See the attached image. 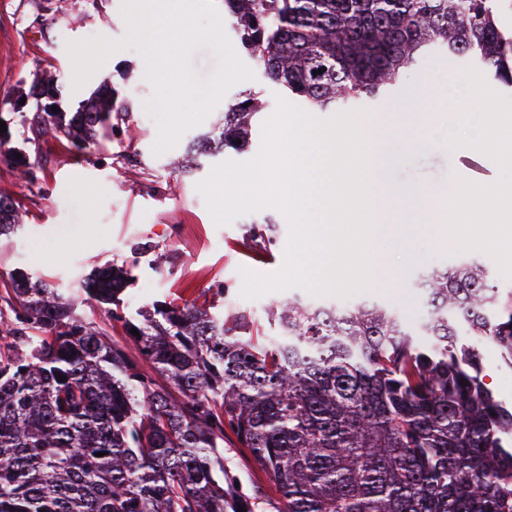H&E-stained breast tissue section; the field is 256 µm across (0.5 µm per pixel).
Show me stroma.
I'll list each match as a JSON object with an SVG mask.
<instances>
[{
	"instance_id": "1",
	"label": "stroma",
	"mask_w": 512,
	"mask_h": 512,
	"mask_svg": "<svg viewBox=\"0 0 512 512\" xmlns=\"http://www.w3.org/2000/svg\"><path fill=\"white\" fill-rule=\"evenodd\" d=\"M122 4L123 0H64L61 11L39 28L32 24L40 11L39 0H0V101L10 100L21 78L31 77L40 65L49 63L62 87L64 111H74L104 76L119 70L128 71L126 93L136 107H143L153 88L145 77L140 52L121 45L128 32ZM93 37L119 43L120 48L78 87L68 46ZM465 68L464 61L436 53L412 66L389 101L368 100L362 107L381 116L392 103L407 101L411 90L426 83L436 95H444V81L451 77L457 89H465L460 77ZM219 116V111H212L174 149L156 156L152 145L157 129L151 120L143 124V138L124 135L119 141L80 150L56 132L35 140L24 137V128L36 118L34 105L1 115L10 125L11 147L37 159L38 164L29 177L0 164V195L12 198L24 213L21 230L8 249L0 251V289L21 269L76 296L82 279L95 266L126 268L133 283L123 294L119 310L92 300L78 306L90 326L123 347L129 343L123 316L155 302L206 307L219 297L224 306L261 323L271 304L297 296L294 288L251 300L240 295V268L270 275L282 267L289 233L282 212L266 207L216 225L196 189L210 174L211 165L186 174L178 170L188 145L210 130ZM427 119L436 130L432 143H394L388 175L397 191L420 186L445 191L453 174L478 185L499 180V165L482 151L444 148L448 114L443 107H436ZM266 216L277 226V243L268 250L246 238L247 225ZM434 235L429 225L406 242L378 231L374 245L377 277L362 292V299L391 304L409 320H416L424 305L415 281L426 268L443 261L429 244ZM159 253L165 254L166 262L158 267L153 258ZM224 466L237 475L245 490L255 494V512H277L278 494L267 474L246 449L235 447L229 439L224 442Z\"/></svg>"
}]
</instances>
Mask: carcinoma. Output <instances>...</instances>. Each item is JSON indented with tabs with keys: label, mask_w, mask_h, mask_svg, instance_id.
Returning <instances> with one entry per match:
<instances>
[{
	"label": "carcinoma",
	"mask_w": 512,
	"mask_h": 512,
	"mask_svg": "<svg viewBox=\"0 0 512 512\" xmlns=\"http://www.w3.org/2000/svg\"><path fill=\"white\" fill-rule=\"evenodd\" d=\"M498 2L224 0V19L270 83L324 112L383 98L435 50L512 93ZM262 93L229 104L187 167L246 152ZM133 112L120 83L105 81L71 118L43 112L34 133L62 129L81 147L129 127ZM9 143L0 133V161L31 174ZM274 224L247 236L272 245ZM20 229L17 205L0 197V238ZM127 286L102 266L82 292L117 306ZM420 290L415 323L378 302L297 296L269 309L271 334L260 336L233 309L144 306L125 327L137 329L146 374L73 299L16 273L0 348V512H253L224 468L229 436L269 474L278 512H512V401L487 388L481 353L491 341L512 368V290L467 256L428 270Z\"/></svg>",
	"instance_id": "cac0c4a2"
}]
</instances>
